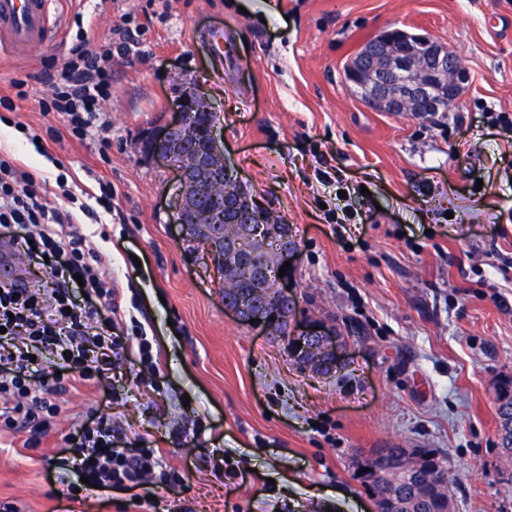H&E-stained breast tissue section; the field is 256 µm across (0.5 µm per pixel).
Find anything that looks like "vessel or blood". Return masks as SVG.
Masks as SVG:
<instances>
[{"label": "vessel or blood", "mask_w": 512, "mask_h": 512, "mask_svg": "<svg viewBox=\"0 0 512 512\" xmlns=\"http://www.w3.org/2000/svg\"><path fill=\"white\" fill-rule=\"evenodd\" d=\"M56 0H0V48L35 53L53 43L62 21Z\"/></svg>", "instance_id": "1"}]
</instances>
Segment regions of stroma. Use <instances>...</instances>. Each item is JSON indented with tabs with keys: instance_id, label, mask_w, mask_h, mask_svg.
<instances>
[{
	"instance_id": "obj_1",
	"label": "stroma",
	"mask_w": 512,
	"mask_h": 512,
	"mask_svg": "<svg viewBox=\"0 0 512 512\" xmlns=\"http://www.w3.org/2000/svg\"><path fill=\"white\" fill-rule=\"evenodd\" d=\"M83 13L112 54V86L83 139L51 142L60 116L30 82L0 107V147L40 170L47 203L68 231L112 254L121 296L113 333L146 335L113 379L77 383L47 431L0 435V512H372L356 478L375 448H433L448 469L455 512H512L495 381L512 375V0H57ZM429 35L468 73L448 111L391 115L366 108L344 64L380 30ZM71 40L0 58L11 80L63 63ZM222 116L224 156L256 201L292 225V294L303 318L336 322L343 368L301 371L277 333L225 312L204 248L187 249L169 207V163L144 160L142 132L177 116L181 90ZM47 140L42 156L16 123ZM67 168V191L56 177ZM110 211L71 209L100 183ZM111 419L115 447L157 449L179 480L160 489L84 492L60 433Z\"/></svg>"
}]
</instances>
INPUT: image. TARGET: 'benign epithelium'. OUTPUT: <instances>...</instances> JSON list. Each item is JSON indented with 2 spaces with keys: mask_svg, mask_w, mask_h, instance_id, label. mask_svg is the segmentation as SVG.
I'll list each match as a JSON object with an SVG mask.
<instances>
[{
  "mask_svg": "<svg viewBox=\"0 0 512 512\" xmlns=\"http://www.w3.org/2000/svg\"><path fill=\"white\" fill-rule=\"evenodd\" d=\"M374 40L371 51L350 60L343 70L345 84L369 109L390 115H420L425 106L436 112L441 104L451 105L461 96L466 74L446 46L426 35L403 30H383ZM205 100L207 97L195 88L184 92L178 102L179 119L149 128L141 139V155L147 160L165 161L177 172L181 191L174 205L173 223L179 228L181 240H204L226 276L242 268L251 270L248 294L266 290L258 311L228 297L224 298V308L237 320L253 319L256 326L268 330H276L279 324L286 326L283 336L294 363L304 371L314 370L318 348L328 355L332 374L343 367L348 340L334 324L321 320L292 322L296 305H286L288 275L278 276L285 261L296 252L292 226L264 223L268 210L256 203L224 157L220 124L208 118L200 120L197 102ZM185 130L197 131L204 148L196 152L186 148ZM215 180L235 186L232 195L224 196L223 209L245 217L238 239L224 236L212 212L200 203L199 184ZM359 468L371 492L374 512L409 508L393 499L392 489L410 482L420 472L438 485L448 481L445 464L422 448H378L361 461Z\"/></svg>",
  "mask_w": 512,
  "mask_h": 512,
  "instance_id": "obj_1",
  "label": "benign epithelium"
}]
</instances>
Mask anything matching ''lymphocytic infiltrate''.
<instances>
[{
    "label": "lymphocytic infiltrate",
    "mask_w": 512,
    "mask_h": 512,
    "mask_svg": "<svg viewBox=\"0 0 512 512\" xmlns=\"http://www.w3.org/2000/svg\"><path fill=\"white\" fill-rule=\"evenodd\" d=\"M111 58V51H97L82 28L67 60L47 73L50 90L39 107L65 115L71 137L83 138L93 125L112 84ZM45 190L36 173L0 151V227L26 229V236L14 238L13 244L28 261L41 255L49 259L42 284H0V426L14 430L30 424L50 429L61 409L63 372L107 378L111 353L128 346L127 338L113 335L111 321L101 319L96 308L101 299L110 313L121 308L117 289L107 287L101 275L108 255L92 237L61 230L62 218L49 210ZM78 286L84 291L80 305L72 300ZM37 374L42 380L36 384L32 378ZM64 440L78 473L99 488L136 484L155 474L154 449L127 457L113 448L107 420L83 425ZM158 477L166 484L174 481L170 472Z\"/></svg>",
    "instance_id": "lymphocytic-infiltrate-1"
}]
</instances>
